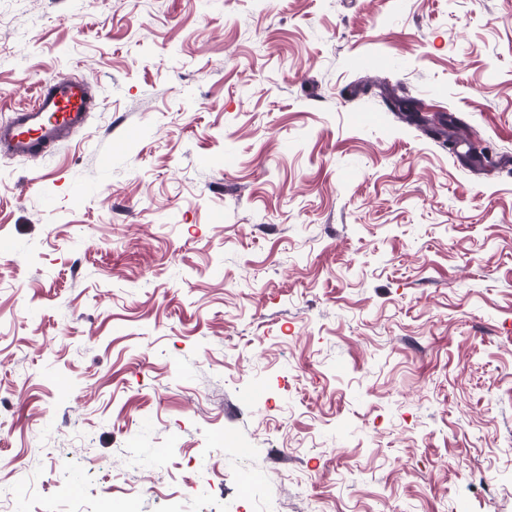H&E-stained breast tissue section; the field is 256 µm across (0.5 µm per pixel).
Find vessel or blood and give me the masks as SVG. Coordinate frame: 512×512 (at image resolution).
I'll return each mask as SVG.
<instances>
[{
	"label": "vessel or blood",
	"mask_w": 512,
	"mask_h": 512,
	"mask_svg": "<svg viewBox=\"0 0 512 512\" xmlns=\"http://www.w3.org/2000/svg\"><path fill=\"white\" fill-rule=\"evenodd\" d=\"M93 108L90 84L78 77L44 83L33 104L0 123V153L41 158L82 129Z\"/></svg>",
	"instance_id": "1"
}]
</instances>
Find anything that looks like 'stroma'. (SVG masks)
<instances>
[{"instance_id":"obj_1","label":"stroma","mask_w":512,"mask_h":512,"mask_svg":"<svg viewBox=\"0 0 512 512\" xmlns=\"http://www.w3.org/2000/svg\"><path fill=\"white\" fill-rule=\"evenodd\" d=\"M63 76L0 154L5 512H512V0H0V121ZM93 108L90 84L78 77L44 83L33 104L0 123V153L41 158L86 125Z\"/></svg>"}]
</instances>
